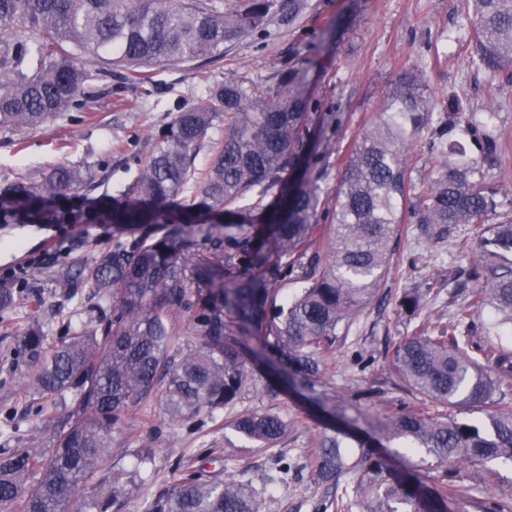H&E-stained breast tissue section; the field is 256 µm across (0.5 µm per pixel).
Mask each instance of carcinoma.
<instances>
[{
	"mask_svg": "<svg viewBox=\"0 0 512 512\" xmlns=\"http://www.w3.org/2000/svg\"><path fill=\"white\" fill-rule=\"evenodd\" d=\"M273 0H250L224 11L222 0H0V128L37 129L60 114L83 109L91 82L120 68L139 83L153 68L224 56V41L261 27ZM472 26V64L512 70V0H462ZM319 47L290 63L277 81L231 78L209 88L177 113L155 138L147 160L133 155V182L112 205L95 212H58L48 203L80 187L89 172L58 165L38 182L0 188V221L112 224V248L74 276L112 297V311L91 326L48 339L39 324L25 332L31 362L24 388L38 416L71 394L76 411L54 417L49 454L29 447L0 448V512H87L93 479L106 468L112 433L152 404L171 422L210 415L234 404L252 378L247 360L274 366L275 377L322 405L333 425L315 438L317 484L345 480L367 495L369 512H450L443 466L512 463V406L500 397L512 379V352L489 341L456 336L488 314L512 326V218L498 216V191L485 180L482 158L469 157L450 173L412 180L409 150L424 135L446 149L458 128L492 153L462 109L434 113L422 71L397 74L375 120L343 161L331 206L322 205L326 169L310 160L319 129L309 73ZM224 137L214 139L215 122ZM208 148L209 165L195 166ZM421 224L442 239L460 224L475 227L464 250L476 262L455 269L470 293L453 325L414 323L393 350L392 369L418 405L400 406L381 433L403 440L410 453L436 461L441 475L398 473L372 450L375 438L346 450V428L366 419L378 396L360 389L336 402L317 389L322 367L336 354L360 312L378 297L389 274L400 225ZM127 231L139 236L128 240ZM195 238L187 257L181 242ZM304 283L283 299L272 284ZM192 339L177 341L176 321ZM481 417L464 419L462 415ZM232 427L260 448L276 445L288 421L254 410ZM204 463L179 467V478L145 512H260L247 470L224 474L209 449ZM219 463L208 470L206 463ZM278 462L267 477L274 490L288 479ZM137 478L112 470V500ZM348 498L319 499L312 512H347Z\"/></svg>",
	"mask_w": 512,
	"mask_h": 512,
	"instance_id": "obj_1",
	"label": "carcinoma"
}]
</instances>
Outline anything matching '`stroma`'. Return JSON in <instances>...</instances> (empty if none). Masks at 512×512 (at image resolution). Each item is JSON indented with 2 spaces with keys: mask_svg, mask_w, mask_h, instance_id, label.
<instances>
[{
  "mask_svg": "<svg viewBox=\"0 0 512 512\" xmlns=\"http://www.w3.org/2000/svg\"><path fill=\"white\" fill-rule=\"evenodd\" d=\"M341 14L348 16V25L337 42L326 47L322 68L310 74L315 120L331 113L342 119L326 160L324 196L334 194L342 156L369 126L396 74L415 66L423 71L437 104L457 97L468 111L486 120L499 147L484 162L485 177L499 192L502 216L512 217V72L491 73L472 65L467 48L471 27L461 0H277L262 28L225 41L219 61L159 68L142 86L113 77L115 92L91 99L85 120L69 111L41 129H0V184L34 181L53 166L78 164L90 169L92 181L69 192L67 202L93 206L110 202L132 178L129 158L148 154L151 140L208 86L239 76L274 82L289 60L303 56L307 43ZM470 231V226L462 225L448 238L432 242L420 236L415 225H408L384 297L359 315L347 338L340 341L335 361L328 364L321 379L328 394L379 389L368 412L374 421L384 419L404 400L391 355L412 323L398 301L403 293H419L420 317L441 325L451 322L469 302L468 290L457 287L453 275L457 265L471 261L459 251L460 238ZM112 234L108 224L0 223V282L28 289L32 295L31 300L0 309L1 447L11 440L37 448L50 446L52 427L31 413L20 384L26 366L15 362L14 354L32 321H39L44 334L52 337L60 335L64 323L90 325L111 310V299L89 287H79L71 297L63 295L55 275L94 259L111 246ZM360 356L373 359V366L361 369L356 362ZM249 367L255 374L253 385L215 417L202 415L172 424L151 405L131 415L128 429L113 435L110 469L96 476L103 499L110 502L107 512H144L147 501L175 483L179 465L196 460L208 448L226 457L229 466L248 468L255 488L262 492L260 512H309L311 498L342 495V486H320L311 479L312 441L323 419L295 394L269 395L264 365L253 361ZM248 410L276 412L288 422V433L277 450L291 471L287 485L273 492L264 489L272 467L270 453L228 426L235 415ZM150 437L155 440V455L151 462L138 463L133 451ZM115 467L139 471L136 484L117 500L112 497ZM448 483L455 491L449 503L452 512H481L482 502L512 499V466L452 465Z\"/></svg>",
  "mask_w": 512,
  "mask_h": 512,
  "instance_id": "35a3bbf8",
  "label": "stroma"
}]
</instances>
